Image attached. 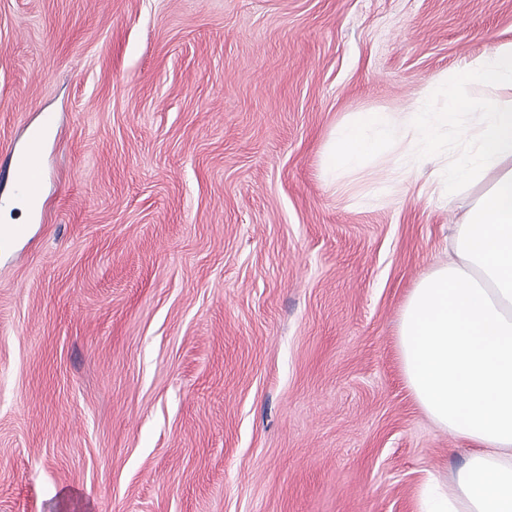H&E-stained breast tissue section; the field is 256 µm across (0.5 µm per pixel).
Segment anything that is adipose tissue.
<instances>
[{"mask_svg":"<svg viewBox=\"0 0 512 512\" xmlns=\"http://www.w3.org/2000/svg\"><path fill=\"white\" fill-rule=\"evenodd\" d=\"M504 92L476 104L470 88ZM463 145L448 144V130ZM387 158L389 178L438 161L449 192L483 185L456 225L447 264L410 291L397 336L406 385L427 418L468 442L449 478L428 476L417 512H512V41L440 78L398 112H361L338 124L323 152L327 176Z\"/></svg>","mask_w":512,"mask_h":512,"instance_id":"ef3b65f1","label":"adipose tissue"}]
</instances>
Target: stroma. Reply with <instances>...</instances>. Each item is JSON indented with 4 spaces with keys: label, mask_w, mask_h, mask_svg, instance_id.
Instances as JSON below:
<instances>
[{
    "label": "stroma",
    "mask_w": 512,
    "mask_h": 512,
    "mask_svg": "<svg viewBox=\"0 0 512 512\" xmlns=\"http://www.w3.org/2000/svg\"><path fill=\"white\" fill-rule=\"evenodd\" d=\"M512 39V0H0V512H415L469 445L401 371L478 194L323 177L334 127ZM40 138L38 136L30 137L29 147L20 155L15 158L13 166V174L21 186V193L18 194L17 199L26 204L33 212L37 210V200L34 193L29 189L31 173L37 167L35 158L38 153Z\"/></svg>",
    "instance_id": "stroma-1"
}]
</instances>
